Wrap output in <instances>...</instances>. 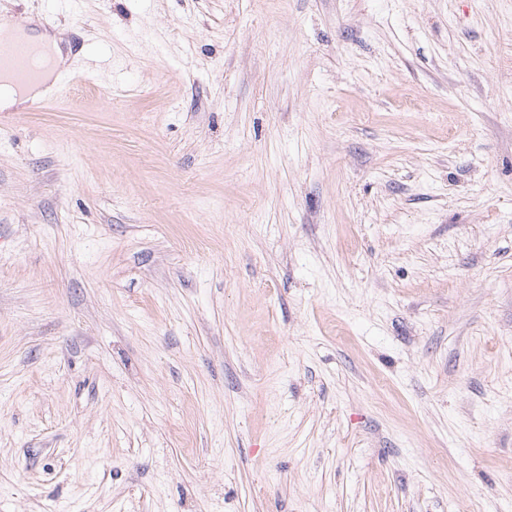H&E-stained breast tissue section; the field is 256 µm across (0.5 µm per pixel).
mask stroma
Masks as SVG:
<instances>
[{"instance_id":"obj_1","label":"stroma","mask_w":512,"mask_h":512,"mask_svg":"<svg viewBox=\"0 0 512 512\" xmlns=\"http://www.w3.org/2000/svg\"><path fill=\"white\" fill-rule=\"evenodd\" d=\"M0 512H512V0H0ZM0 40L4 46L0 51V69H9L16 81L28 84L38 80L41 70L33 56V51L25 45L12 42L23 40L28 42L37 56L46 61L41 79L35 84L18 85L8 72L0 74V109L22 106L29 100L43 95L48 89V83L55 72L67 62L59 44V39L47 35H27L24 31L12 25L0 27Z\"/></svg>"}]
</instances>
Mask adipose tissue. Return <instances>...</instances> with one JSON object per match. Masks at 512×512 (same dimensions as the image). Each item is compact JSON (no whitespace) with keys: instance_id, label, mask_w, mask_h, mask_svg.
I'll use <instances>...</instances> for the list:
<instances>
[{"instance_id":"obj_1","label":"adipose tissue","mask_w":512,"mask_h":512,"mask_svg":"<svg viewBox=\"0 0 512 512\" xmlns=\"http://www.w3.org/2000/svg\"><path fill=\"white\" fill-rule=\"evenodd\" d=\"M28 40L37 56L44 60L41 78L37 83L28 85L16 84L9 73L0 74V109H8L26 104L29 100L43 95L55 72L67 62V56L57 38L47 35L26 36L21 28L4 25L0 27V43L10 44L14 41Z\"/></svg>"}]
</instances>
